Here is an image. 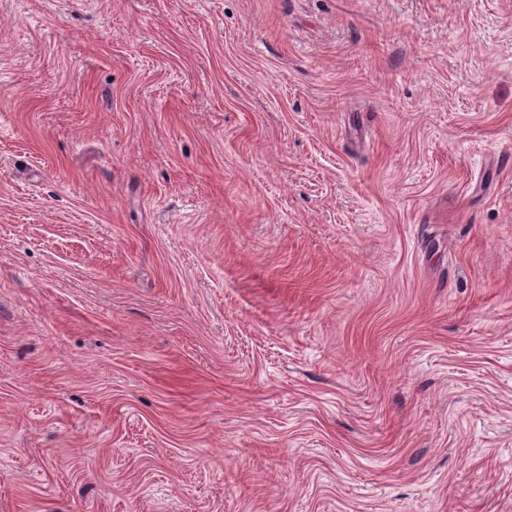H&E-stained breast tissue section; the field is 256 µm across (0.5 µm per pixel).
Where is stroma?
Listing matches in <instances>:
<instances>
[{
  "label": "stroma",
  "mask_w": 512,
  "mask_h": 512,
  "mask_svg": "<svg viewBox=\"0 0 512 512\" xmlns=\"http://www.w3.org/2000/svg\"><path fill=\"white\" fill-rule=\"evenodd\" d=\"M0 512H512V0H0Z\"/></svg>",
  "instance_id": "obj_1"
}]
</instances>
